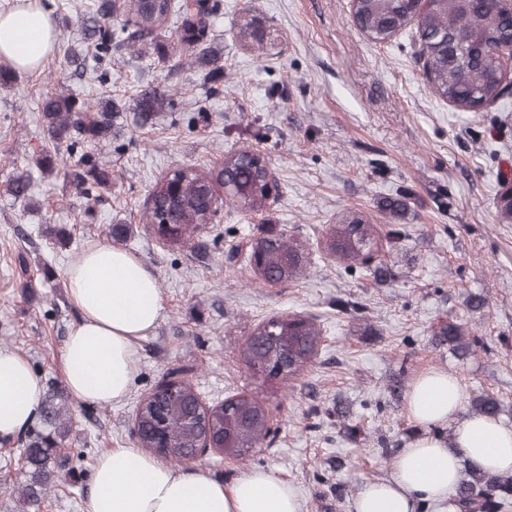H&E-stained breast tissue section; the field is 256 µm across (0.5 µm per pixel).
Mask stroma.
<instances>
[{"label": "stroma", "instance_id": "1", "mask_svg": "<svg viewBox=\"0 0 512 512\" xmlns=\"http://www.w3.org/2000/svg\"><path fill=\"white\" fill-rule=\"evenodd\" d=\"M56 20L57 47L38 69L0 86V348L23 355L69 410L70 433L58 479L40 509L17 493L21 442L0 443V512H83L97 458L134 445L139 401L174 368H185L202 401L254 393L276 406L273 438L231 461L209 452L200 466L225 483L263 469L294 486L302 512H350L360 485L388 478L418 433L406 412L415 378L443 369L459 378L464 400L495 394L512 426V223L501 222L498 170L512 163V103L462 112L427 86L414 31L371 41L350 19L349 0H220L210 21L224 66L218 91L203 70L162 63L127 48L98 69L80 21L94 0H40ZM257 19L263 47L243 46L234 27ZM79 46L75 72L66 53ZM166 90L170 104L151 120L138 96ZM72 92L121 109L106 141L78 140L55 173L36 161L54 153L42 101ZM256 148L269 159L279 191L263 218L220 204L188 242L160 241L142 215L152 187L175 167L218 169L225 153ZM99 158L112 185L87 193L71 173L81 155ZM29 172L28 199L7 190ZM407 190L411 205L391 262L399 278L374 284L347 274L323 251L328 225L353 212L383 223L381 197ZM129 231L122 248L156 275L164 311L138 344L123 401L86 405L66 388L59 356L77 311L65 270L88 246L108 241L110 225ZM305 247L300 279L266 284L249 266L260 226ZM486 305L470 311L471 296ZM301 314L322 330L309 368L266 381L241 351L258 324ZM456 316L486 348L460 359L435 331Z\"/></svg>", "mask_w": 512, "mask_h": 512}]
</instances>
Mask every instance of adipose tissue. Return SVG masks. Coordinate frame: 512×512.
I'll use <instances>...</instances> for the list:
<instances>
[{"instance_id":"1","label":"adipose tissue","mask_w":512,"mask_h":512,"mask_svg":"<svg viewBox=\"0 0 512 512\" xmlns=\"http://www.w3.org/2000/svg\"><path fill=\"white\" fill-rule=\"evenodd\" d=\"M58 29L39 0L0 13V59L32 70L53 52ZM68 294L79 311L60 353L63 377L82 403L123 400L137 368V341L157 324L164 305L158 279L127 250L107 243L86 248L66 271ZM43 384L18 352L0 349V438L25 432L37 419ZM462 388L442 370L421 374L406 412L421 433L403 449L391 478L364 482L351 512H415L427 501L444 506L460 479V460L492 471L512 469V428L471 416L456 422L457 451L445 447L437 426L455 422ZM83 512H302L296 490L255 469L233 483L204 468L177 470L137 447L102 453L92 471Z\"/></svg>"}]
</instances>
